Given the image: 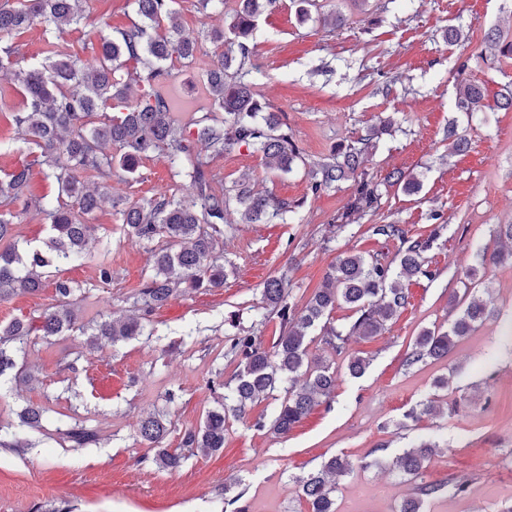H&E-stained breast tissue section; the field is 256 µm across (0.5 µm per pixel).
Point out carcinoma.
<instances>
[{
	"mask_svg": "<svg viewBox=\"0 0 512 512\" xmlns=\"http://www.w3.org/2000/svg\"><path fill=\"white\" fill-rule=\"evenodd\" d=\"M136 20L120 29L102 22L99 35L100 63L91 71L80 66L76 52H64L50 45L42 61L28 63L20 52V38L40 23L59 33L84 19L87 0H0V42L9 39L0 50V65L15 68L13 79L25 97L14 114L16 138L35 145L39 155L33 164H25L0 178V300L18 294H35L54 285L57 303L39 315L42 336H69L75 332L90 334V342L101 340L117 344L143 333V321L173 296L188 288H222L227 277L224 264L214 256L224 240V224L230 207L235 206L242 224L284 222L288 214L301 207L257 190L243 178L226 187L211 167V160L234 148H253L263 154L267 168L281 173L292 171L302 159L299 148L283 129V123L255 91L262 75L252 59L250 41L260 16L276 7L278 0H237V8L221 26L187 31L178 22L176 0H130ZM224 47L206 72V93L211 112H192L188 117L173 111L170 98L162 91L173 73L168 63L178 60L190 64L196 59L202 42ZM487 44L499 48L496 62L512 59V39L492 29ZM137 64L135 71L128 63ZM457 107L471 116L488 107L485 87L462 79L456 88ZM112 114H105L106 110ZM103 120L92 121L98 112ZM394 119L379 118L368 134L333 149L310 170L311 191L317 194L339 182L352 181L353 191L344 211L334 221L344 226L354 214H374L382 205L380 183L361 170L362 158L373 140L393 129ZM116 153L105 152L106 146ZM163 160L173 176H185L195 193L186 200L172 190L159 191L118 211L122 226L141 241L163 242L153 253L152 273L133 296L139 316L117 321L100 315L88 328L72 306L83 293L79 283L59 277L61 267L88 256L87 245L94 225L85 217L112 197V177L121 174L128 180L143 159ZM57 185L52 205L27 196L32 166ZM90 171L98 179L89 188L79 172ZM384 181L406 195L418 193L421 179L413 173L395 169ZM33 212L47 220L46 238L39 244L25 242L19 247L14 229L17 213ZM376 235L400 241L397 269L378 258L359 253H341L317 289L300 311L290 299V280L285 275L266 280L261 289L264 309L280 318V330L270 347L252 334L236 333L228 337L227 354L239 360V370L227 383L211 381V390L228 389L220 408L207 412L203 422L180 432L176 448H157L152 457L156 467L174 471L185 460L183 450L201 448L207 453L224 448L229 418H242L248 406L274 396L278 389L285 396L271 423L256 419L259 430L270 427L274 433L288 435L306 418L321 398H329L336 388V374L329 367L308 359L307 347L320 336L330 350L342 354L352 335L371 338L386 329L409 304V293L402 281L430 278L426 253L437 239L438 231L411 238L399 224H376ZM450 303L460 309L448 330L425 329L414 341L404 365L412 367L427 359H443L454 344L472 335L487 320L486 302L476 296L463 301L457 296ZM352 311V322L338 329L330 322L337 306ZM33 326L15 319L0 325V377L24 373L19 354L25 352ZM306 375L301 388L299 376ZM46 409L26 407L19 415L20 426L35 429ZM172 422L165 416L150 414L138 427L139 436L161 443L171 433ZM63 441L74 448L97 443V432L82 420H74L60 431ZM0 447L23 452L31 443L10 425L0 424ZM436 444L422 441L405 450L396 460L398 469L417 479L426 468ZM352 463L342 456H331L320 469L297 479L301 498L308 512H337L336 486L331 477L343 476ZM442 491L431 482L417 485L416 495L403 500L399 512H421L422 502Z\"/></svg>",
	"mask_w": 512,
	"mask_h": 512,
	"instance_id": "carcinoma-1",
	"label": "carcinoma"
}]
</instances>
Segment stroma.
I'll list each match as a JSON object with an SVG mask.
<instances>
[{
  "mask_svg": "<svg viewBox=\"0 0 512 512\" xmlns=\"http://www.w3.org/2000/svg\"><path fill=\"white\" fill-rule=\"evenodd\" d=\"M327 9L348 24L329 31L320 13L299 23L292 0L264 13L253 54L264 71L258 94L282 115L303 162L288 174L266 169L260 152L244 147L214 159L225 183L242 176L278 198L298 203L284 224L227 220L223 287L179 294L151 316L145 333L115 345L90 344L88 336L33 337L25 350L32 382L0 378V421L18 422L29 404L48 408L42 428L29 432L33 448L18 455L0 448V512H51L68 503L72 512H307L296 480L331 456L347 457L352 471L336 480L340 512H399L413 481L394 466L405 448L420 440L437 448L425 480L445 484L442 496L425 500L423 512H500L512 505V266H481L479 255L498 248L495 229L512 224V110L488 108L466 116L456 106V85L468 77L490 93L512 91V64L485 62L484 35L499 27L512 36V0H327ZM121 28L134 19L128 0H92L88 17L64 33L31 27L21 37L29 57L41 59L48 42L74 43L85 68L98 66L99 17ZM460 29V42L446 39ZM217 49L204 43L196 60L175 63L167 85L176 111L205 112L210 102L204 74ZM6 105L0 107V174L33 158L32 146L11 140L13 108L22 94L10 75L0 76ZM397 124L366 155L364 170L382 180L394 168L421 175L422 189L408 196L383 191L377 216L345 228L333 225L351 195V183L319 194L309 190L308 168L332 148L366 135L379 116ZM466 131L468 153L451 152L449 128ZM137 182L113 181V199L134 203L169 187L180 197L194 193L189 180L172 176L163 160L142 161ZM95 240L83 264L64 277L83 285L77 313L82 322L110 312H133L131 298L152 272L153 244L128 235L111 201L91 217ZM399 224L409 236L439 230L427 254L433 278L409 281L410 303L377 337H351L344 355L320 342L309 356L336 373L331 398L316 405L288 436L255 429L272 419L274 399L255 403L243 421L230 420L223 451L187 452L176 471L135 466L151 454L140 439L141 418L166 415L174 424L164 440L177 447L180 431L197 426L216 393V378L231 379L234 359L225 340L241 329L271 344L278 319L255 320L263 282L280 273L291 280L290 298L303 307L329 265L343 251L397 263L399 241L374 235L372 224ZM109 240L101 254L99 243ZM112 267V281L98 278L99 262ZM480 267L476 294L492 317L456 344L447 358L406 367L404 358L421 330L448 327L452 295L463 293V273ZM239 318L238 327L225 323ZM368 357L361 377H351L347 357ZM76 362L69 370L68 362ZM448 386L436 388L440 378ZM437 412L422 414L427 401ZM79 419L99 432L97 444L73 448L59 431ZM464 484L453 493L454 483Z\"/></svg>",
  "mask_w": 512,
  "mask_h": 512,
  "instance_id": "obj_1",
  "label": "stroma"
}]
</instances>
